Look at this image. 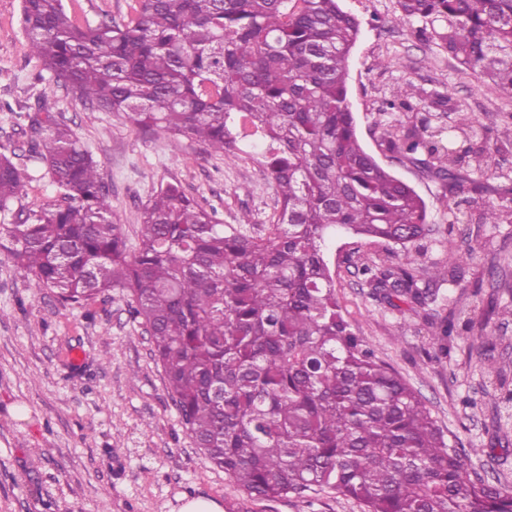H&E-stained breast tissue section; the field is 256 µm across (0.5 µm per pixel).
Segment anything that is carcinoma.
I'll return each mask as SVG.
<instances>
[{
  "label": "carcinoma",
  "mask_w": 512,
  "mask_h": 512,
  "mask_svg": "<svg viewBox=\"0 0 512 512\" xmlns=\"http://www.w3.org/2000/svg\"><path fill=\"white\" fill-rule=\"evenodd\" d=\"M125 21L78 22L64 0H21L30 53L84 110L154 127L214 153L249 159L276 187L264 233L221 224L177 183L143 206L138 247L114 219L100 164L47 100L24 115L25 157L58 200L0 224L37 295L85 310L114 288L149 329L188 436L254 498L328 490L363 512H512V489L471 475L419 393L377 360L345 318L326 259L341 229L401 249L357 274L389 305L438 301L417 275L415 243L433 234L423 199L364 147L349 96L360 22L340 0H137ZM399 20L512 100V0H396ZM424 90L406 79L385 101L391 158L461 189L466 164L512 182V115L445 129L428 112L400 131L397 112ZM16 150L0 146V213L22 187ZM512 220L483 201L479 221ZM477 328L479 352L496 348ZM454 321L437 323L448 354Z\"/></svg>",
  "instance_id": "cac0c4a2"
}]
</instances>
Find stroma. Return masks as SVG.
Wrapping results in <instances>:
<instances>
[{"instance_id": "35a3bbf8", "label": "stroma", "mask_w": 512, "mask_h": 512, "mask_svg": "<svg viewBox=\"0 0 512 512\" xmlns=\"http://www.w3.org/2000/svg\"><path fill=\"white\" fill-rule=\"evenodd\" d=\"M343 5L361 22L349 59L360 138L415 188L435 226L421 243L420 267L447 263L452 251L471 258L442 284V301L416 314L377 299L355 272L361 263H397L399 247L341 232L326 242L336 295L355 333L419 392L448 440L470 452L471 471L510 489L512 403L496 400V377L488 369H502L512 385V224L479 223L475 205L463 223H449L461 193L395 162L379 141L382 102L407 79L428 90H452V113L486 125L512 114V102L488 82L473 92L471 71L397 21L395 0ZM19 15L20 0H0V145L24 140L17 109L30 111L39 98H53L56 113L99 161L131 248L138 244L143 205L169 182L216 209L222 223L238 224L245 209L252 232L268 223L277 208L275 188L255 163L84 111L71 89L40 78ZM91 309L88 317L53 293L34 294L27 274L0 249V512H179L196 497L219 502L224 512H362L333 493L265 500L239 490L185 432L151 336L129 313L126 297L113 292ZM462 311L494 334L492 362L463 330L449 339L447 357L435 359L436 322Z\"/></svg>"}]
</instances>
